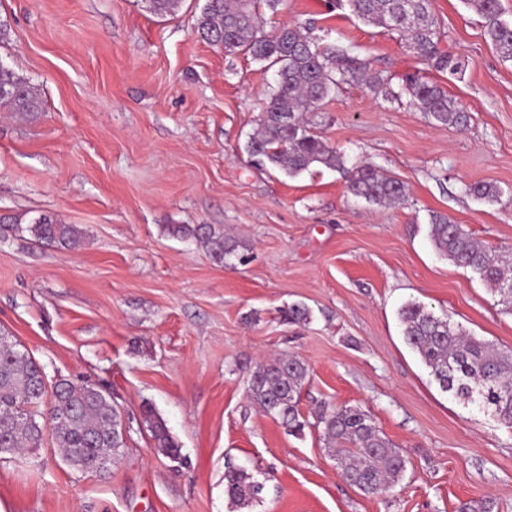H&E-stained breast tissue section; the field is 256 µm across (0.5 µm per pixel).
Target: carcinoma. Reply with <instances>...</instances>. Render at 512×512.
I'll return each mask as SVG.
<instances>
[{
  "mask_svg": "<svg viewBox=\"0 0 512 512\" xmlns=\"http://www.w3.org/2000/svg\"><path fill=\"white\" fill-rule=\"evenodd\" d=\"M149 13L173 16L182 0H144ZM363 22L396 33L425 64L439 72L461 76L465 64L439 48L438 22L430 0H346ZM284 0H206L197 20L199 35L227 53L243 51L276 68V86L266 100L259 125L249 142V153L261 165L298 175L315 164L338 169L356 199L378 205L402 204L405 186L371 165L345 166L343 155L317 135L307 113L317 112L326 99L343 86L364 83L383 89L388 99L424 113L434 124L462 128L468 116L456 99L440 86L407 73L398 89L393 76L369 73L367 63L344 51L322 46L299 27L284 25L264 32L262 10L277 13ZM482 19V35L501 58L512 60V24L501 19L500 0H470ZM0 104L15 112H37L41 103L26 81L0 64ZM472 196L495 201L499 188L488 182L470 184ZM169 230L185 241L210 246L224 261L235 255L237 242L210 224H178ZM28 232L48 247L74 248L80 231L41 214L27 226L0 217V237ZM430 237L436 250L459 266L471 269L502 302L512 303L505 286L512 283V255H502L474 239L471 233L444 214L431 216ZM405 343L429 369L444 392L492 415L512 427V350H499L466 333L426 306L411 302L399 311ZM293 324L310 321V310L294 304L284 311ZM310 370L296 355L273 362H258L247 374L245 392L252 404L278 417L291 433L303 432L307 420L299 409L301 392ZM43 366L0 334V448L15 453L42 447L51 435L73 467L87 471L126 447L127 436L118 431L121 416L109 392L86 382L56 381L46 392ZM154 447L170 459L181 456L180 445L165 422L150 407L142 412ZM317 426L341 463V477L368 495L391 492L403 479L407 460L381 433L371 416L359 407L322 406ZM263 483L243 466L224 470V495L245 508L261 500Z\"/></svg>",
  "mask_w": 512,
  "mask_h": 512,
  "instance_id": "1",
  "label": "carcinoma"
}]
</instances>
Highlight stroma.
Listing matches in <instances>:
<instances>
[{
    "label": "stroma",
    "mask_w": 512,
    "mask_h": 512,
    "mask_svg": "<svg viewBox=\"0 0 512 512\" xmlns=\"http://www.w3.org/2000/svg\"><path fill=\"white\" fill-rule=\"evenodd\" d=\"M205 0L158 18L143 0H0V65L38 93L39 112L0 109V215L41 214L82 232L74 248L29 233L0 239V333L48 380L108 389L129 432L100 472L65 463L45 440L0 455L6 512H233L224 466L264 482L248 512H459L490 499L512 512V428L441 391L406 345L398 318L425 304L500 349L512 309L471 270L439 255L433 213L512 252V61L482 35L467 0H432L440 47L462 77L430 70L397 35L337 0H285L266 30H309L398 75L418 72L468 114L461 129L363 84L344 87L311 120L347 165L370 164L406 186L385 208L347 194L322 165L291 177L247 150L274 72L194 32ZM496 184L498 202L466 191ZM210 224L247 259L225 264L169 235ZM296 303L310 323L287 324ZM293 354L310 375L295 435L252 407L256 362ZM151 405L181 446L158 453L141 422ZM357 406L408 458L385 496L342 479L312 419Z\"/></svg>",
    "instance_id": "obj_1"
}]
</instances>
